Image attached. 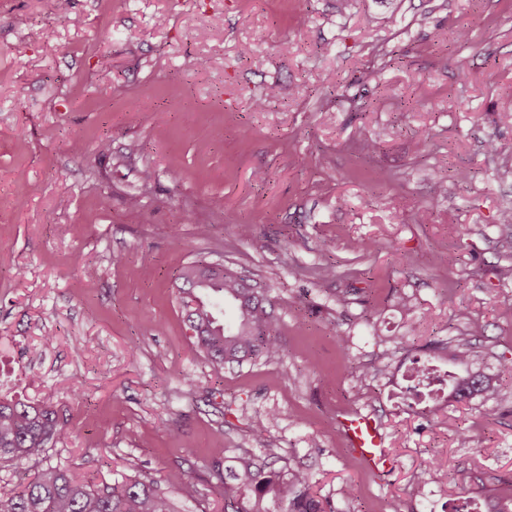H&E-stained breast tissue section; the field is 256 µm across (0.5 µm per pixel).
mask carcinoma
<instances>
[{
    "mask_svg": "<svg viewBox=\"0 0 512 512\" xmlns=\"http://www.w3.org/2000/svg\"><path fill=\"white\" fill-rule=\"evenodd\" d=\"M187 328L195 346L214 364L238 365L259 357L282 354L279 327L263 293L236 273L202 261L184 266L175 280ZM235 307V318L221 319L224 305ZM482 333L475 324L470 335L451 344L458 369L449 397L457 402L476 395L492 400L500 382L512 378V358L501 357L498 371L478 368L479 355L470 337ZM68 438L58 411L47 402L0 400V460L42 461L46 448ZM215 477L224 484V512H326L312 491L309 475L301 468H274L249 456L230 463H212ZM168 483L186 499L197 493L193 481L174 471ZM0 512H177L171 499L150 479L126 478L109 485L94 484L62 467L41 470L24 483L0 493Z\"/></svg>",
    "mask_w": 512,
    "mask_h": 512,
    "instance_id": "1",
    "label": "carcinoma"
}]
</instances>
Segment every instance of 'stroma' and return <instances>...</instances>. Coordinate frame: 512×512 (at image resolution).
<instances>
[{"label": "stroma", "mask_w": 512, "mask_h": 512, "mask_svg": "<svg viewBox=\"0 0 512 512\" xmlns=\"http://www.w3.org/2000/svg\"><path fill=\"white\" fill-rule=\"evenodd\" d=\"M510 85L512 0H0V399L51 403L69 438L46 462L80 477L184 471L179 512H224L214 460L272 454L334 512L495 506L512 380L411 408L387 377L475 321L485 367L512 357V173L488 148L512 143ZM196 260L264 290L280 357L197 350L173 286ZM340 410L379 420L384 476Z\"/></svg>", "instance_id": "stroma-1"}]
</instances>
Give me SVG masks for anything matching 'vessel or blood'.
Wrapping results in <instances>:
<instances>
[{
	"label": "vessel or blood",
	"mask_w": 512,
	"mask_h": 512,
	"mask_svg": "<svg viewBox=\"0 0 512 512\" xmlns=\"http://www.w3.org/2000/svg\"><path fill=\"white\" fill-rule=\"evenodd\" d=\"M336 426L345 446L367 470L375 474L386 472L390 461L381 426L373 415L344 410L337 414Z\"/></svg>",
	"instance_id": "obj_1"
}]
</instances>
